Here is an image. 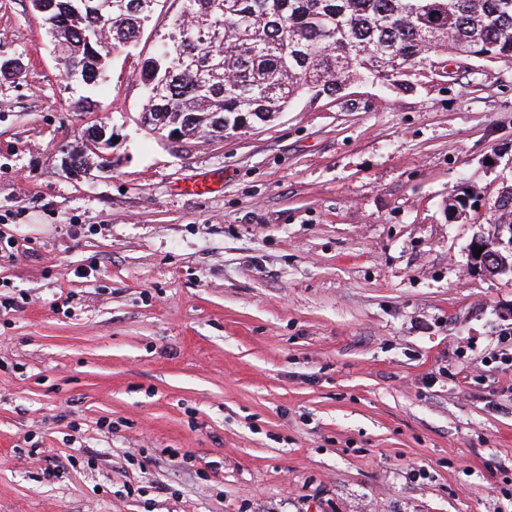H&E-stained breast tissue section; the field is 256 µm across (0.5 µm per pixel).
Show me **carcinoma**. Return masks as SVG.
Wrapping results in <instances>:
<instances>
[{
	"label": "carcinoma",
	"mask_w": 512,
	"mask_h": 512,
	"mask_svg": "<svg viewBox=\"0 0 512 512\" xmlns=\"http://www.w3.org/2000/svg\"><path fill=\"white\" fill-rule=\"evenodd\" d=\"M125 3L112 13V39L79 73L96 86L110 52L141 31L147 15ZM172 34L178 51L145 59V112L181 116L182 139L226 137L267 123L298 99L334 93L351 78L408 87L403 71L443 66L465 53L512 64V0H181ZM55 20L80 43L97 25L71 24L76 0H59ZM498 221L512 222V186L498 200Z\"/></svg>",
	"instance_id": "1"
}]
</instances>
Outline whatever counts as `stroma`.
Returning <instances> with one entry per match:
<instances>
[{"mask_svg":"<svg viewBox=\"0 0 512 512\" xmlns=\"http://www.w3.org/2000/svg\"><path fill=\"white\" fill-rule=\"evenodd\" d=\"M180 9L90 90L0 0V512H512V273L469 256L512 183V65L178 145L139 114ZM95 124L112 168L71 176Z\"/></svg>","mask_w":512,"mask_h":512,"instance_id":"35a3bbf8","label":"stroma"}]
</instances>
